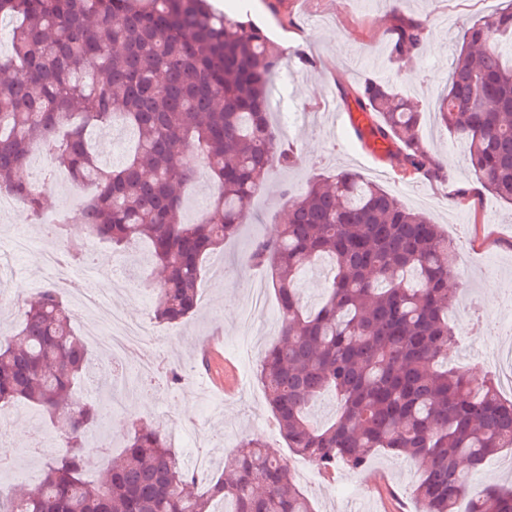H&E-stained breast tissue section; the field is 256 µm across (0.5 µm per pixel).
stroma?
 I'll use <instances>...</instances> for the list:
<instances>
[{
  "label": "stroma",
  "mask_w": 512,
  "mask_h": 512,
  "mask_svg": "<svg viewBox=\"0 0 512 512\" xmlns=\"http://www.w3.org/2000/svg\"><path fill=\"white\" fill-rule=\"evenodd\" d=\"M222 11L248 16L266 28L269 37L287 47L290 58L274 85L294 114L284 125L273 113L278 136L298 150L289 167L273 165L266 188L250 203L251 217L237 237L227 241L222 254L210 256L199 288L196 314L174 324V333L155 346L170 366L187 373L181 385L158 384L150 390L137 387L138 363L120 360L115 391L89 389L87 398H113L112 420L102 431L89 433L84 451L95 457L101 440L111 443L113 457H120L130 420L145 418L165 435L179 436L176 451L193 463L198 450L211 458L209 475L220 472L225 456L249 436L263 439L269 450L296 475L301 492L315 512H346L357 504L366 512L376 499L383 512H419L412 495L419 474L414 465L386 453H378L366 467L354 471L337 465L333 476L321 475L309 459L295 454L279 434L262 388L255 379L265 348L278 336L280 309L270 277L241 265L251 242L275 234L283 223V190L303 191L318 174L341 169L357 171L395 195L404 205L423 212L439 224L456 243L459 259L450 281L463 294L449 322L456 341L448 348V365L474 379L489 377L491 359L476 356L466 342L480 335L490 349L512 351V205L478 188L469 168L465 147L434 117L437 93L448 83V73L459 47L462 27L495 11L500 0H211ZM423 19L429 35L418 59L408 62L389 57V31L397 17ZM303 51L311 65L299 64L295 53ZM389 78L404 95L419 99L425 109L419 133L430 151L449 163L445 182L408 178L380 156L367 153L354 131L345 130L336 115L345 111L338 87L365 78ZM23 209L0 217V331L18 324L26 299L44 288L49 274L42 269L38 241L15 247L18 228L30 225ZM138 255L99 244L93 263L85 265L89 287L113 309L132 322H152V294L138 278ZM123 264L132 274L126 288L114 289L111 271ZM216 339L235 365L239 381L234 399L209 389L220 363L201 365L195 346L203 338ZM196 421L198 434H182L183 422ZM42 431L57 437L56 424L34 411L0 410V443L14 452L13 470H0V487L15 484L14 470L39 477L41 461L28 453L24 436Z\"/></svg>",
  "instance_id": "obj_1"
}]
</instances>
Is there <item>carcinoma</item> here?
Instances as JSON below:
<instances>
[{
	"label": "carcinoma",
	"instance_id": "cac0c4a2",
	"mask_svg": "<svg viewBox=\"0 0 512 512\" xmlns=\"http://www.w3.org/2000/svg\"><path fill=\"white\" fill-rule=\"evenodd\" d=\"M15 21L12 51L0 54V190L33 220L64 169L95 193L76 216L46 228L66 241L64 258L85 260L72 224L115 250L148 245L144 283L158 322L197 307L204 260L248 218L274 163L296 161L270 121L269 97L286 51L251 21L220 16L208 0H0ZM428 35L403 17L389 55L412 60ZM439 122L461 139L483 190L512 204V0L465 26ZM339 97L371 118L369 135L401 172L433 182L448 175L419 137V105L388 79L342 85ZM122 123L133 145L123 163H100L94 136ZM44 159L40 178L29 158ZM204 172L211 208L185 219V195ZM277 236L255 240L245 263L269 271L281 309L278 340L259 381L288 447L329 474L361 470L383 449L415 463L420 512H459L469 474L512 448V400L494 380L475 384L448 369V277L456 248L436 224L353 171L316 177L289 194ZM330 260L327 295L302 303L301 273ZM89 364L62 292L48 287L0 335V409L30 405L60 419L61 446L37 486L0 495V512H313L287 466L258 439L240 442L224 473L199 482L157 428L136 425L120 460L93 480L87 431L110 405L76 394ZM338 402L327 425L316 400ZM465 512H512V487L490 485Z\"/></svg>",
	"mask_w": 512,
	"mask_h": 512
}]
</instances>
